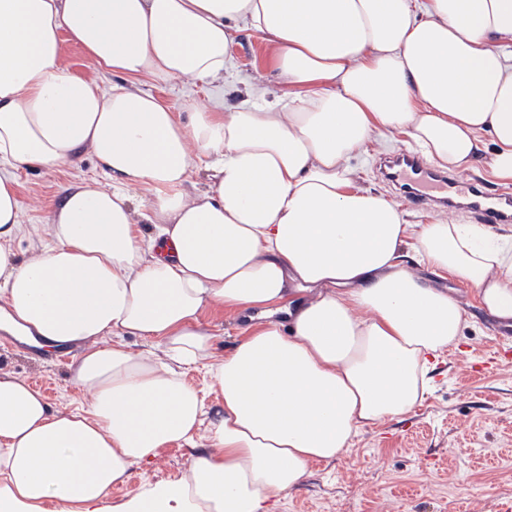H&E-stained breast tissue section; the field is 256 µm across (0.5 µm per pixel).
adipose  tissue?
<instances>
[{
    "label": "adipose tissue",
    "instance_id": "1",
    "mask_svg": "<svg viewBox=\"0 0 512 512\" xmlns=\"http://www.w3.org/2000/svg\"><path fill=\"white\" fill-rule=\"evenodd\" d=\"M241 25L283 94L251 80L228 112ZM68 41L96 77L65 62ZM145 77L217 93L177 112ZM393 132L437 167L512 181V0H0V318L77 350L82 395L55 409L0 369V512H270L363 427L409 412L456 345L462 304L408 253L512 322V234L443 214L415 229L357 186L352 158ZM86 152L116 185L63 187L18 260V171ZM210 309L249 315L221 355ZM197 363L222 397L211 414L183 377ZM177 442L199 450L179 479L106 506Z\"/></svg>",
    "mask_w": 512,
    "mask_h": 512
}]
</instances>
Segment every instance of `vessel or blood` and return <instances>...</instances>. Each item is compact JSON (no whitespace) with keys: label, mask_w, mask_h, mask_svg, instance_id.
Masks as SVG:
<instances>
[{"label":"vessel or blood","mask_w":512,"mask_h":512,"mask_svg":"<svg viewBox=\"0 0 512 512\" xmlns=\"http://www.w3.org/2000/svg\"><path fill=\"white\" fill-rule=\"evenodd\" d=\"M384 176L399 185L404 194L416 199L423 207L455 206L457 196H466V206L486 224L512 222V194H486L473 184L455 180L424 167L407 152L398 153L386 166Z\"/></svg>","instance_id":"obj_1"}]
</instances>
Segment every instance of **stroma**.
Wrapping results in <instances>:
<instances>
[{
	"mask_svg": "<svg viewBox=\"0 0 512 512\" xmlns=\"http://www.w3.org/2000/svg\"><path fill=\"white\" fill-rule=\"evenodd\" d=\"M258 71L271 97H278L266 45L253 32L242 31L231 50L227 81L237 85ZM408 146L403 133L373 138L356 161L359 185L397 198L380 178L376 159ZM84 179L104 183L109 176L90 158L75 166L20 172L22 223H46L62 186ZM418 272L429 284L451 288L460 300L468 325L458 346L438 358L422 402L403 416L364 427L339 459L312 467L299 489L272 500V512H502L512 503V359L484 366L495 350L512 352V337L500 336V321L485 311L468 282L423 266ZM74 359L71 352L60 360L33 357L0 343V369L30 381L57 408L72 409L81 401L70 381ZM189 457L185 446L159 449L113 487L108 504L133 497L149 484L178 479Z\"/></svg>",
	"mask_w": 512,
	"mask_h": 512,
	"instance_id": "1",
	"label": "stroma"
}]
</instances>
